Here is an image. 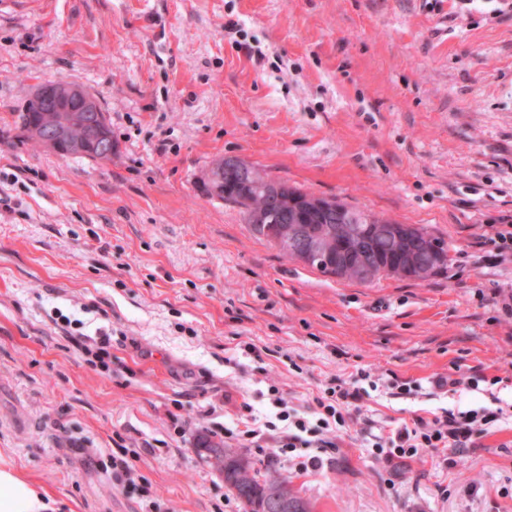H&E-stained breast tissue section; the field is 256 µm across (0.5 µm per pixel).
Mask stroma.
<instances>
[{"label": "stroma", "instance_id": "obj_1", "mask_svg": "<svg viewBox=\"0 0 512 512\" xmlns=\"http://www.w3.org/2000/svg\"><path fill=\"white\" fill-rule=\"evenodd\" d=\"M56 82L95 97L110 159L26 137ZM225 156L425 228L447 271L359 283L282 256L200 193ZM511 219L505 0H0V455L61 512H243L202 447H237L242 403L274 420L270 385L303 411L363 368L366 419L320 467L245 456L314 512H512V263L482 244ZM63 315L111 337V373ZM394 377L421 393L391 396ZM496 402L453 468L377 454L415 417ZM123 447L129 474L104 466Z\"/></svg>", "mask_w": 512, "mask_h": 512}]
</instances>
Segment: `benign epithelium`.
<instances>
[{"label": "benign epithelium", "mask_w": 512, "mask_h": 512, "mask_svg": "<svg viewBox=\"0 0 512 512\" xmlns=\"http://www.w3.org/2000/svg\"><path fill=\"white\" fill-rule=\"evenodd\" d=\"M31 105L43 113V120L48 124V135L43 139L44 147L58 152L66 147L74 154L95 152L98 157H112L115 144L106 114L96 99L83 87L58 82L39 86L31 96ZM79 129L82 135L73 137V131ZM248 175L242 180L244 188H255L260 185L254 169L248 162L237 157H224L217 160L203 178L213 195L221 192L220 184L223 177L232 174ZM399 247L396 250L398 269L411 270L422 267L420 275L429 272L430 266L420 265L419 254L425 252L432 259L442 262L448 259V253L441 252L436 242L411 224L395 227ZM302 238V226L293 223L290 215H285L284 225L280 228L278 244L296 260L306 263L310 253L322 249L319 241H311L308 247L298 249L295 242ZM329 275L337 279L349 277L360 280L368 277L374 266L367 254L363 252H344L336 256V261L328 265ZM269 506L275 512H288V491L281 487H273L268 492Z\"/></svg>", "instance_id": "1"}]
</instances>
